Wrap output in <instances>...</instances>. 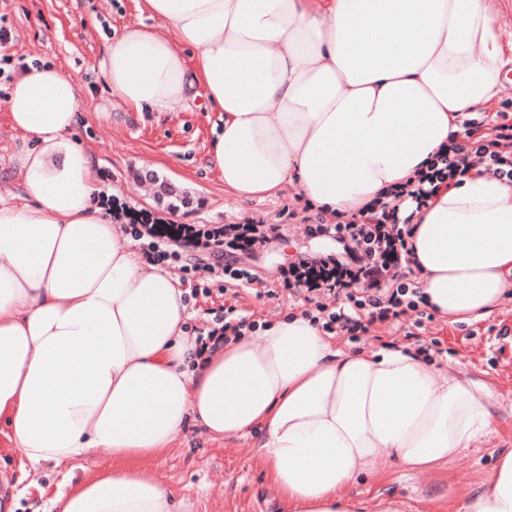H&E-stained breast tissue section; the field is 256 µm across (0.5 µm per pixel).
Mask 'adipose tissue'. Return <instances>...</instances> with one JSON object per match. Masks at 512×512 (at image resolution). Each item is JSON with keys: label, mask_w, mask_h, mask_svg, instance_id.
Here are the masks:
<instances>
[{"label": "adipose tissue", "mask_w": 512, "mask_h": 512, "mask_svg": "<svg viewBox=\"0 0 512 512\" xmlns=\"http://www.w3.org/2000/svg\"><path fill=\"white\" fill-rule=\"evenodd\" d=\"M142 24L107 39L112 97L161 112L193 69L219 128L208 165L245 200L298 184L333 218L427 172L468 113L498 95L504 47L484 0H143ZM24 191L0 207V421L32 472L98 463L48 512H181L175 487L138 465L190 427L258 434L255 458L290 512H358L351 490L391 456L437 474L442 512H512V449L461 495L448 466L489 434L488 379L402 347H339L304 315L261 341L200 349L185 291L120 244L76 135L77 76L27 65L5 102ZM411 268L448 323L512 298V179L483 168L441 184L414 213Z\"/></svg>", "instance_id": "obj_1"}]
</instances>
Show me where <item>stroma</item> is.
<instances>
[{"label":"stroma","mask_w":512,"mask_h":512,"mask_svg":"<svg viewBox=\"0 0 512 512\" xmlns=\"http://www.w3.org/2000/svg\"><path fill=\"white\" fill-rule=\"evenodd\" d=\"M140 0H0V28L9 34L0 45V107L7 99L14 76L31 62L53 63L79 77L85 109L77 123V136L89 148L98 167L102 194L113 203L149 213L151 218L178 224H231L254 218L267 224L291 220L286 241L271 252L252 257L265 283L277 281L279 268L304 250L314 248L303 221L306 198L292 184L270 200L241 199L207 166V151L218 120L203 96L189 91L167 111H137L110 97L95 67L107 38L125 25L149 23L159 37H168L166 25L150 20L139 10ZM22 145L0 110V206L15 203L21 191L11 157ZM157 172L187 194V207L176 212L158 208L152 194L143 190L141 173ZM184 289L192 313L188 327H204L214 313L226 310L246 317L255 326H269L308 304L303 295L269 297L253 290L226 286L215 280L202 282L200 275L180 271L170 264ZM411 317L401 324L377 322L360 342L341 337L342 345L372 352L387 345L408 343ZM425 334L437 340L430 359L449 372L465 371L492 379L500 403L493 433L470 440V450L448 467V475L460 493L471 492L476 480L489 473L502 449L512 448V303L487 318L449 325L432 318ZM7 427L0 422V495L21 490L16 512H42L46 502L94 469L95 458L61 460L44 468L37 484L23 478L18 459L7 447ZM255 437L211 441L198 428H190L160 455L142 460V467L180 489L186 512H287L285 502L269 483L254 457ZM388 477L382 483H360L352 493L363 512H372L373 497L385 492L404 499L409 512H432L429 500L435 491L430 474L402 476L391 461H383Z\"/></svg>","instance_id":"obj_1"}]
</instances>
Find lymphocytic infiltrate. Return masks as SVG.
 Segmentation results:
<instances>
[{"instance_id":"1","label":"lymphocytic infiltrate","mask_w":512,"mask_h":512,"mask_svg":"<svg viewBox=\"0 0 512 512\" xmlns=\"http://www.w3.org/2000/svg\"><path fill=\"white\" fill-rule=\"evenodd\" d=\"M465 141L449 146L440 154L429 173L419 177L392 198L378 199L359 219L336 224H310V235L331 239L336 253L304 254L281 269V285L288 291H302L324 315L323 327L348 334L357 340L366 324L399 319L414 314L415 326H423L425 315L418 289L403 282L399 269L407 261L409 224L400 220L402 203L425 206L438 183L464 174L476 165L489 162L498 175L512 179V123L482 128L471 122ZM287 225L267 224L255 234L252 224L238 225L233 236H185L179 225H155L146 244L156 260L180 259L181 249L206 251L212 256L210 272L249 287L258 282L256 271L237 266L236 253H253L282 239Z\"/></svg>"}]
</instances>
